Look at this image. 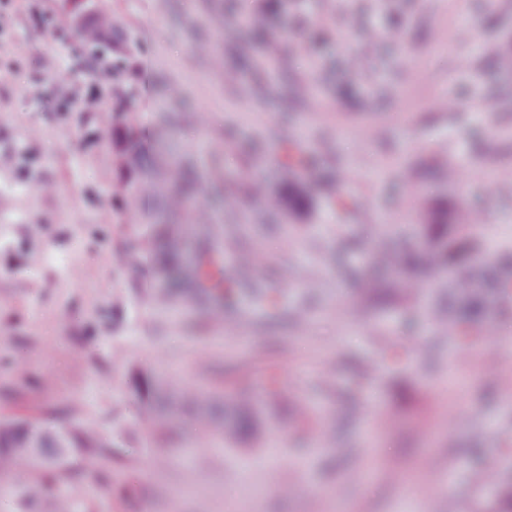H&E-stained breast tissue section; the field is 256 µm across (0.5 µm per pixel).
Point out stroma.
Wrapping results in <instances>:
<instances>
[{"mask_svg":"<svg viewBox=\"0 0 512 512\" xmlns=\"http://www.w3.org/2000/svg\"><path fill=\"white\" fill-rule=\"evenodd\" d=\"M262 15L263 32L243 24ZM103 16L121 66L152 65L149 112L114 111L159 131L224 189L222 263L233 305L169 295L150 222L129 210L121 126L52 112L29 79L45 55L86 70L84 25ZM400 28V42L387 33ZM27 54L11 65L12 41ZM308 53H297L298 44ZM512 0H17L0 28V239L42 252L38 274L0 277V429L81 428L107 442L114 472L75 485L80 512H484L512 493V315L492 296L490 335L454 347L435 329L456 302L425 277L391 288L378 251L422 245L432 209L481 216L463 261L512 255ZM490 99L495 111H480ZM307 168L280 163L287 144ZM30 148L26 173L7 155ZM461 182L448 183V160ZM298 191L297 212L265 206ZM275 295L269 304L266 294ZM278 398L266 395L269 377ZM261 402L257 432L202 447L203 418L160 416L183 384ZM499 476L477 484L488 456ZM412 487H405L404 476Z\"/></svg>","mask_w":512,"mask_h":512,"instance_id":"obj_1","label":"stroma"}]
</instances>
